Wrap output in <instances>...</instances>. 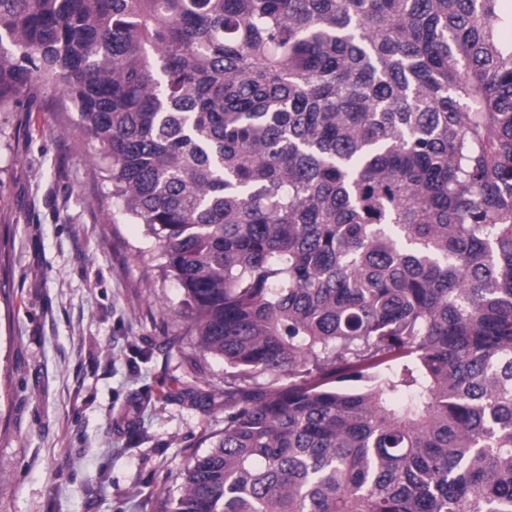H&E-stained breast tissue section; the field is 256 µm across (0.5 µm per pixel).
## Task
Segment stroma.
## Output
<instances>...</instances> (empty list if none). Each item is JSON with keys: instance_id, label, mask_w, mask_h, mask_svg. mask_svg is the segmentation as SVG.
Here are the masks:
<instances>
[{"instance_id": "1", "label": "stroma", "mask_w": 512, "mask_h": 512, "mask_svg": "<svg viewBox=\"0 0 512 512\" xmlns=\"http://www.w3.org/2000/svg\"><path fill=\"white\" fill-rule=\"evenodd\" d=\"M77 119L36 87L0 112V512H163L231 373Z\"/></svg>"}]
</instances>
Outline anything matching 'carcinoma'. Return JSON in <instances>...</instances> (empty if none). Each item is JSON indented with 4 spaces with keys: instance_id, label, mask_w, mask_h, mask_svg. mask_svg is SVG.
<instances>
[{
    "instance_id": "carcinoma-1",
    "label": "carcinoma",
    "mask_w": 512,
    "mask_h": 512,
    "mask_svg": "<svg viewBox=\"0 0 512 512\" xmlns=\"http://www.w3.org/2000/svg\"><path fill=\"white\" fill-rule=\"evenodd\" d=\"M504 0H0L155 239L224 430L165 512H512Z\"/></svg>"
}]
</instances>
